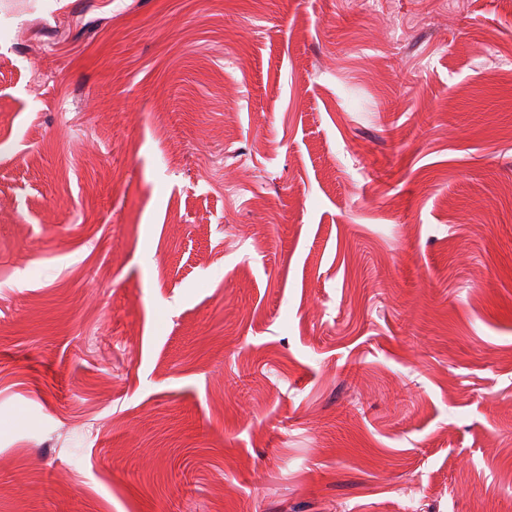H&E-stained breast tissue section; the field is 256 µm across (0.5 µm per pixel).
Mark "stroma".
Returning a JSON list of instances; mask_svg holds the SVG:
<instances>
[{"instance_id":"35a3bbf8","label":"stroma","mask_w":512,"mask_h":512,"mask_svg":"<svg viewBox=\"0 0 512 512\" xmlns=\"http://www.w3.org/2000/svg\"><path fill=\"white\" fill-rule=\"evenodd\" d=\"M512 512V0H0V512Z\"/></svg>"}]
</instances>
